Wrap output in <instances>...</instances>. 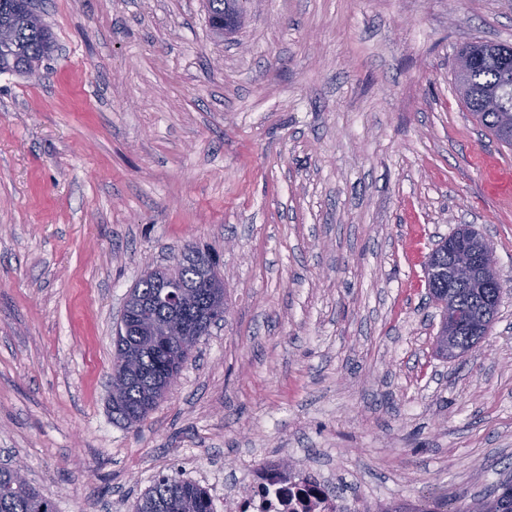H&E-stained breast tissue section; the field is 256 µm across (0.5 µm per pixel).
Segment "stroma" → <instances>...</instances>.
I'll return each instance as SVG.
<instances>
[{
  "label": "stroma",
  "instance_id": "35a3bbf8",
  "mask_svg": "<svg viewBox=\"0 0 512 512\" xmlns=\"http://www.w3.org/2000/svg\"><path fill=\"white\" fill-rule=\"evenodd\" d=\"M56 49L0 73V462L57 512H132L159 474L223 507L274 454L369 504L466 512L512 479V148L452 74L512 0H37ZM472 225L504 291L436 355L424 265ZM216 254L228 312L146 420L112 419L145 271ZM226 2V0H206L205 2L211 30L219 36H224V31L236 28L232 19L234 6Z\"/></svg>",
  "mask_w": 512,
  "mask_h": 512
}]
</instances>
